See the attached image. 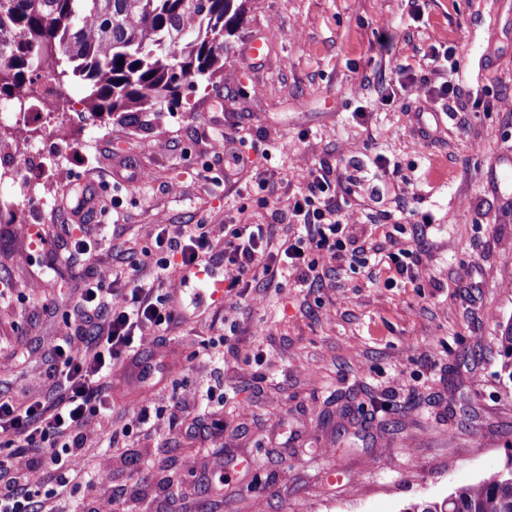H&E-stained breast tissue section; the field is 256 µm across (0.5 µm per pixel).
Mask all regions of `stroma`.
I'll use <instances>...</instances> for the list:
<instances>
[{"instance_id":"1","label":"stroma","mask_w":512,"mask_h":512,"mask_svg":"<svg viewBox=\"0 0 512 512\" xmlns=\"http://www.w3.org/2000/svg\"><path fill=\"white\" fill-rule=\"evenodd\" d=\"M450 48L453 77L433 60ZM450 77L452 106L435 93ZM86 94L81 83L64 92L77 155H59L49 127L20 130L36 160L0 179L1 396L52 401L54 341L100 323L76 308L81 280L152 279L142 249L156 225L208 224L220 238L230 216L270 223L323 163L352 251L315 277L301 267L258 277L219 307L195 283L160 286L184 318L142 351L155 375L135 383L116 364L79 494L47 498L45 479L36 505L401 512L506 462L512 389L496 329L512 317V183L491 170L512 160V0H249L223 76L183 87L178 106L119 124L85 109ZM237 152L247 165H235ZM29 181L48 206L17 223ZM88 198L113 212L84 217ZM396 223L413 282H389L372 260ZM78 238L90 256L75 252ZM145 399L153 414L142 424Z\"/></svg>"}]
</instances>
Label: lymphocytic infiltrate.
I'll use <instances>...</instances> for the list:
<instances>
[{
  "label": "lymphocytic infiltrate",
  "mask_w": 512,
  "mask_h": 512,
  "mask_svg": "<svg viewBox=\"0 0 512 512\" xmlns=\"http://www.w3.org/2000/svg\"><path fill=\"white\" fill-rule=\"evenodd\" d=\"M331 170L309 168L304 188L287 212H273L271 224L224 226V289L245 295L251 278L278 276L287 265H319L342 257L348 240L341 206L328 196ZM303 226L304 233L277 252L267 250L272 224ZM212 229L207 224L179 228L159 226L144 249L155 270L153 282L134 281L114 288L109 274L91 277L79 301L87 312L102 314L93 340L79 332L67 333L53 350L59 362L52 402L31 398L19 405L0 399V472L26 467L47 474L58 486L84 469L83 448L92 416L105 410L112 391V363L123 354L138 352L150 340V331L168 329L178 318L170 297L158 295L157 284L175 269L207 270L214 259Z\"/></svg>",
  "instance_id": "f902f5d3"
}]
</instances>
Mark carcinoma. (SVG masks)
<instances>
[{
    "label": "carcinoma",
    "instance_id": "1",
    "mask_svg": "<svg viewBox=\"0 0 512 512\" xmlns=\"http://www.w3.org/2000/svg\"><path fill=\"white\" fill-rule=\"evenodd\" d=\"M249 0H0V103L88 83L87 108L127 120L178 104L183 82L224 74V52ZM123 64H118V60ZM501 373L512 384V318L499 324ZM401 512H512V458L439 501Z\"/></svg>",
    "mask_w": 512,
    "mask_h": 512
}]
</instances>
